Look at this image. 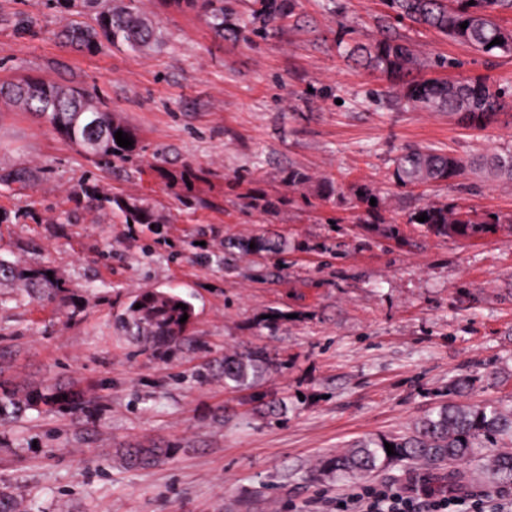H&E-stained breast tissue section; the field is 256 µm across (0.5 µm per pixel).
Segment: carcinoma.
Returning a JSON list of instances; mask_svg holds the SVG:
<instances>
[{"label":"carcinoma","mask_w":512,"mask_h":512,"mask_svg":"<svg viewBox=\"0 0 512 512\" xmlns=\"http://www.w3.org/2000/svg\"><path fill=\"white\" fill-rule=\"evenodd\" d=\"M61 12L73 16L63 24L58 36L64 42L88 51L104 44L126 45L132 50L164 42L157 23L142 14L128 0L114 7L109 0H54ZM213 31L226 39L238 40L252 28L265 32L292 16L294 0H253L251 19L243 26L229 23L235 13L232 0H203ZM391 17L431 28L449 39L477 51H499L512 54V28L502 24L501 14L512 13V0H384ZM468 23L464 29L460 24ZM500 39L493 45L491 41ZM345 55L366 68L391 80L392 98L396 105L425 112H447L471 128L483 129L500 106L501 88L487 79L476 77L462 81L441 78L406 79V75L421 66L413 46L405 39L384 35L369 44H350L338 40ZM14 102L35 113L64 141L100 160H126L139 154L141 147L136 135L114 113L90 92L64 83L25 79L0 88V100ZM123 131L133 140L129 148L118 146L115 133ZM471 170L487 171L492 177L512 182V153L478 155L469 159L432 148L408 147L395 160L392 177L402 187H416L447 182ZM353 193L366 204L365 216L377 217V207L370 205L372 193L363 185L353 187ZM102 201L116 207L126 222L159 224L161 218L143 198L105 196ZM427 214L422 222L427 232L437 237L455 236L476 239L492 233L505 218L490 212L464 211L457 205L430 204L412 213L407 223H417L416 217ZM255 248H250V244ZM288 249V242L275 234L224 240V265L229 267L233 256L246 253L276 257ZM10 282L29 298L51 303L65 289L58 278H49L47 270L26 266L19 261L0 259V282ZM141 308H136V304ZM183 303L182 310L177 304ZM187 316L183 323L182 316ZM193 305L172 292L157 288H142L133 297L121 318L122 327L139 341L143 351H153L165 343L186 340L194 322ZM270 361L260 350H248L224 356V385L237 389L252 386ZM53 407L67 404L82 410L84 396L51 387L46 391L0 393V425L13 418L21 409L35 404ZM512 439V409L501 401H481L460 404L441 402L420 417L412 430L402 435L377 436L360 440L346 451L322 462L323 470L343 477H368L399 463L409 465H445L477 456V450L489 444L496 451L486 456L480 478L493 485L512 482V451L500 444ZM394 445L389 456L385 444ZM168 455L166 448H129L125 461L132 467L149 468L158 465Z\"/></svg>","instance_id":"carcinoma-1"}]
</instances>
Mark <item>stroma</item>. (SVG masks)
I'll list each match as a JSON object with an SVG mask.
<instances>
[{
	"instance_id": "obj_1",
	"label": "stroma",
	"mask_w": 512,
	"mask_h": 512,
	"mask_svg": "<svg viewBox=\"0 0 512 512\" xmlns=\"http://www.w3.org/2000/svg\"><path fill=\"white\" fill-rule=\"evenodd\" d=\"M138 5L156 15L162 46L86 52L57 38L62 17L47 0H0V83L86 88L142 146L99 166L0 103V258L67 285L49 304L0 285V387L61 384L92 401L0 426V488L24 512H336L353 491L408 488L400 466L347 479L320 463L409 431L458 376L477 378L463 402L512 398V182L467 174L410 189L391 178L407 146L512 151V55L395 22L382 0H297L281 27L236 42L201 9ZM343 33L409 41L424 62L417 78H487L505 90L496 115L477 130L391 105L384 77L337 52ZM18 168L32 185L2 186ZM188 168L203 179L168 182ZM293 169L309 182L289 185ZM356 183L383 223H360ZM109 195L146 198L165 221L127 224L101 205ZM444 203L507 221L474 241L408 223ZM266 231L286 237V253L225 267L226 238ZM142 288L193 303L192 345L151 353L125 334L119 318ZM247 348L273 367L251 388H226L225 353ZM139 446L170 454L150 469L120 464L117 449Z\"/></svg>"
}]
</instances>
